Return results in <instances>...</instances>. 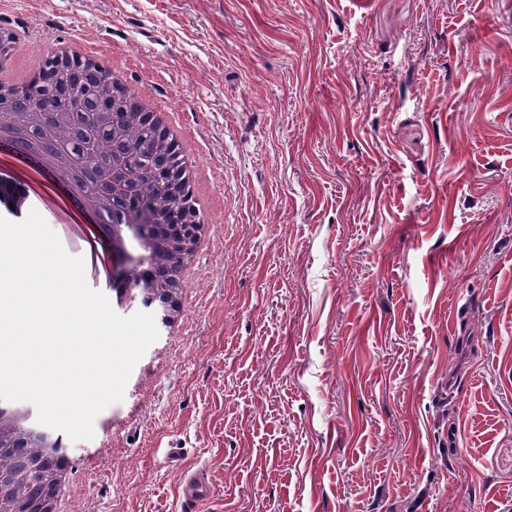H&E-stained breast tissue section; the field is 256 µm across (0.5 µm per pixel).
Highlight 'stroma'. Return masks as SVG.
<instances>
[{
	"label": "stroma",
	"mask_w": 512,
	"mask_h": 512,
	"mask_svg": "<svg viewBox=\"0 0 512 512\" xmlns=\"http://www.w3.org/2000/svg\"><path fill=\"white\" fill-rule=\"evenodd\" d=\"M151 83L220 199L79 512H512V0H0ZM458 389L449 392V379ZM212 493L209 484L199 474L192 475L185 487L183 488L182 495L186 508L184 512H193L194 507L208 498Z\"/></svg>",
	"instance_id": "obj_1"
}]
</instances>
